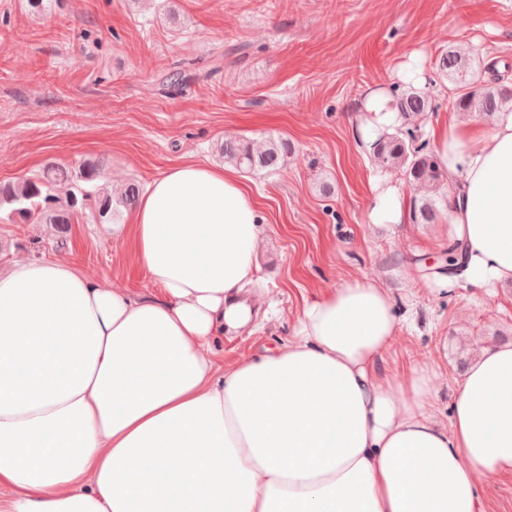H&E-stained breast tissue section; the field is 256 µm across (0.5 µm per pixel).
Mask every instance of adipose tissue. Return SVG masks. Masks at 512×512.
<instances>
[{"instance_id":"1","label":"adipose tissue","mask_w":512,"mask_h":512,"mask_svg":"<svg viewBox=\"0 0 512 512\" xmlns=\"http://www.w3.org/2000/svg\"><path fill=\"white\" fill-rule=\"evenodd\" d=\"M434 143L464 279L512 283V109L451 118ZM408 218L377 178L370 223ZM131 222L161 296L60 259L0 273V512H483L480 480L512 474V343L479 351L441 424L432 368L380 370L399 321L367 278L226 367L209 342L251 318L253 198L235 172L186 163L151 180Z\"/></svg>"}]
</instances>
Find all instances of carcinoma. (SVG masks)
<instances>
[{
	"instance_id": "obj_1",
	"label": "carcinoma",
	"mask_w": 512,
	"mask_h": 512,
	"mask_svg": "<svg viewBox=\"0 0 512 512\" xmlns=\"http://www.w3.org/2000/svg\"><path fill=\"white\" fill-rule=\"evenodd\" d=\"M437 75L460 83L455 100L458 112L464 115L492 116L504 106L512 105V85L503 83L495 64L483 67V74L472 71L470 60L453 47L442 52L436 66ZM399 122L390 132L380 134L370 143L374 163L401 173L413 189L410 219L415 224H433L440 214V204L446 189L444 172L435 153L429 151L423 139V124L434 111V97L428 87L411 83L396 85L394 90ZM218 153L224 162L245 173H273L287 164L295 153L291 143L282 137H270L257 144L226 138ZM102 177V164L84 161L78 169L51 162L43 171L17 183L0 184V211L7 212L12 223L55 224L61 230L73 223L74 217L93 203L102 223H110L121 209L133 206L139 197L136 183L126 186L119 195L91 186ZM463 250L459 242L451 245L434 272L450 277L464 268Z\"/></svg>"
}]
</instances>
